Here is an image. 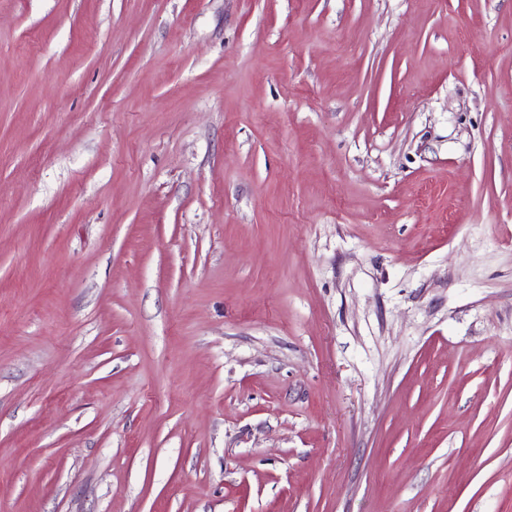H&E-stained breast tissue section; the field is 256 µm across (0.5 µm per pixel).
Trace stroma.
Wrapping results in <instances>:
<instances>
[{"label":"stroma","mask_w":512,"mask_h":512,"mask_svg":"<svg viewBox=\"0 0 512 512\" xmlns=\"http://www.w3.org/2000/svg\"><path fill=\"white\" fill-rule=\"evenodd\" d=\"M0 512H512V0H0Z\"/></svg>","instance_id":"1"}]
</instances>
